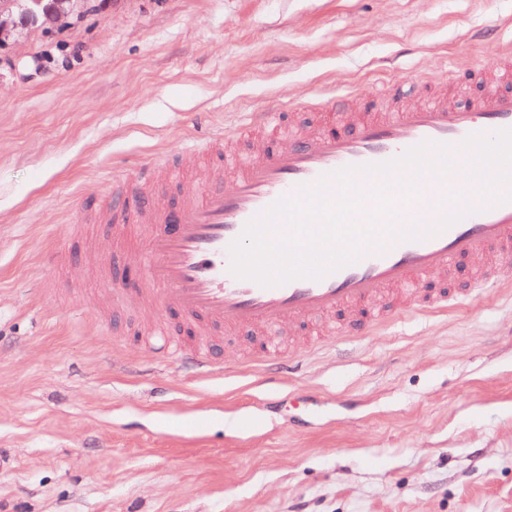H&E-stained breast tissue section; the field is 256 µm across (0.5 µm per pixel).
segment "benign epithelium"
Instances as JSON below:
<instances>
[{
    "label": "benign epithelium",
    "instance_id": "1",
    "mask_svg": "<svg viewBox=\"0 0 512 512\" xmlns=\"http://www.w3.org/2000/svg\"><path fill=\"white\" fill-rule=\"evenodd\" d=\"M88 0H28L24 8V18L9 7L0 8V47L17 42L39 27L41 18L59 26L70 19L81 16L87 9Z\"/></svg>",
    "mask_w": 512,
    "mask_h": 512
}]
</instances>
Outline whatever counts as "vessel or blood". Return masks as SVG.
I'll use <instances>...</instances> for the list:
<instances>
[{"label": "vessel or blood", "mask_w": 512, "mask_h": 512, "mask_svg": "<svg viewBox=\"0 0 512 512\" xmlns=\"http://www.w3.org/2000/svg\"><path fill=\"white\" fill-rule=\"evenodd\" d=\"M417 93L419 102L405 103L404 86L391 81L385 94L399 101L396 110L368 107L311 133L283 131L279 107L249 113L244 125L208 136L215 161L191 200L146 206L143 187L174 171L162 159L125 180L123 203L107 219L117 235L137 230L143 249L128 258L144 267L148 285L128 290L113 281L109 288L117 301L133 296L145 310L169 308L178 317L177 328L158 326L148 342L174 351L203 376L216 369L211 349L221 334L238 333L248 337L255 363L284 369L292 359L280 341L285 323L299 327L341 311L344 329L366 333L396 315L387 291L398 292L406 309L440 312L495 284L492 262L512 257V202L470 214L432 237L390 244L318 280L263 287L229 271V246L249 221L345 167L383 163L424 142L451 147L455 172L445 181L420 177L418 196L397 204L402 225L434 222L449 192L471 189L460 145L475 133L512 129V51L466 102L431 80Z\"/></svg>", "instance_id": "1"}]
</instances>
